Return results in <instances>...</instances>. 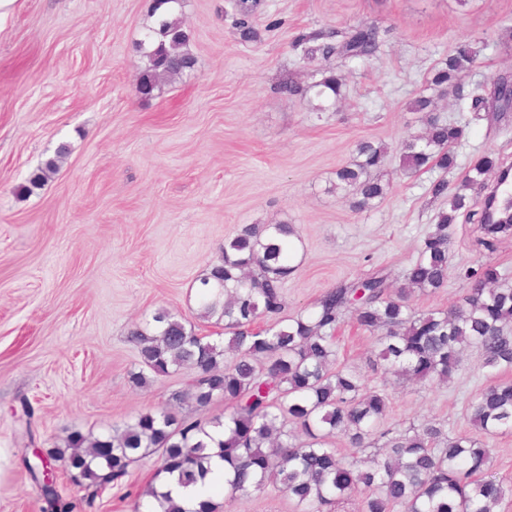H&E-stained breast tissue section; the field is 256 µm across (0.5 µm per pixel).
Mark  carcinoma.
Masks as SVG:
<instances>
[{
	"label": "carcinoma",
	"mask_w": 512,
	"mask_h": 512,
	"mask_svg": "<svg viewBox=\"0 0 512 512\" xmlns=\"http://www.w3.org/2000/svg\"><path fill=\"white\" fill-rule=\"evenodd\" d=\"M181 0H155L157 25L136 44L145 60L139 86L154 91L160 79L195 66L180 18L169 19ZM259 0H241L234 25L241 38L256 37ZM381 30L360 24L344 33L302 32L293 46L305 47L309 59L333 55L367 60L378 50ZM479 56L468 45L437 63L426 87L411 103L425 114L424 135L399 144L403 167L417 172L454 168V147L466 133L437 115L436 91L452 85L456 99L467 104L470 121L488 112H511L512 98L465 91L462 80ZM343 83L334 74L303 88L293 79L277 90L290 96L314 91L323 111L338 104ZM387 156V146L363 140L355 156L336 171L332 190L358 197L366 208L382 198L385 186L373 176ZM503 158L487 153L465 171L457 190L439 179L430 187L435 198L448 199L434 228L423 239L417 259L403 273L404 284L392 289L389 274L376 270L356 281L341 280L325 290L303 313L285 314L283 286L293 272L289 264L298 236L290 224H244L224 242L222 262L200 279L203 317L224 322V335L199 336L166 311L137 324L128 341L139 353L137 387L147 384L144 370L166 374L185 368L194 374L189 392L175 391L153 411L132 423L114 425L99 437L75 431L67 441L74 480L93 506L99 491L119 484L134 463L153 454L152 480L136 495L133 512H187L164 489L163 480L183 486L206 480L211 461H224V505L262 492L272 484L294 500L298 512H336L360 497L359 512H500L512 497V481L491 471V448L467 434L448 436L431 421L403 431L385 426L389 412L386 385L369 387L364 375L339 361L338 331L346 315L375 335L382 381L396 376L418 382H445L458 370L462 354L474 349L481 368L495 377L512 371V285L497 267L482 263L468 270L469 288L451 309L420 310L414 290L432 293L448 282L454 224L480 219L482 184L498 173ZM57 172L52 159L20 187L30 195ZM478 246L488 252L512 236V224H480ZM269 319L266 327L257 326ZM224 401V414L188 421L178 410L191 400L203 410ZM470 421L486 436L512 431V383L492 380L470 405ZM372 448L362 458L340 453L336 445Z\"/></svg>",
	"instance_id": "obj_1"
}]
</instances>
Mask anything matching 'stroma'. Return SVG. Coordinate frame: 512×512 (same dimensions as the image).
I'll use <instances>...</instances> for the list:
<instances>
[{
	"label": "stroma",
	"instance_id": "stroma-1",
	"mask_svg": "<svg viewBox=\"0 0 512 512\" xmlns=\"http://www.w3.org/2000/svg\"><path fill=\"white\" fill-rule=\"evenodd\" d=\"M152 4L0 0V512H55L24 458L64 448L75 431L98 436L189 389L185 369L133 386L140 365L127 332L163 309L199 335L222 333L201 316L200 279L241 225L295 227L284 284L293 316L339 280L377 269L400 280L445 206L432 182L444 177L453 189L480 155L512 157V113L469 124L450 92L442 117L469 126L454 169L404 175L389 158L378 172L389 190L365 209L330 190L358 142L393 147L422 132L409 104L458 45L480 51L466 90L512 74V0H263L255 41L240 38L228 0H183L195 66L146 97L134 44L152 24ZM362 23L388 31L365 62H311L292 46L303 31ZM327 71L344 80L335 108L319 112L313 93L277 89ZM53 158L57 174L20 195ZM483 262L512 285V237L483 253L457 227L447 285L414 303L460 302L465 269ZM338 336L341 361L378 384L374 335L348 320ZM486 382L478 353L466 352L446 383L391 388L387 422L430 419L448 435L474 434L468 407ZM154 469V458L143 459L90 508L66 459L53 475L72 512H132Z\"/></svg>",
	"mask_w": 512,
	"mask_h": 512
}]
</instances>
